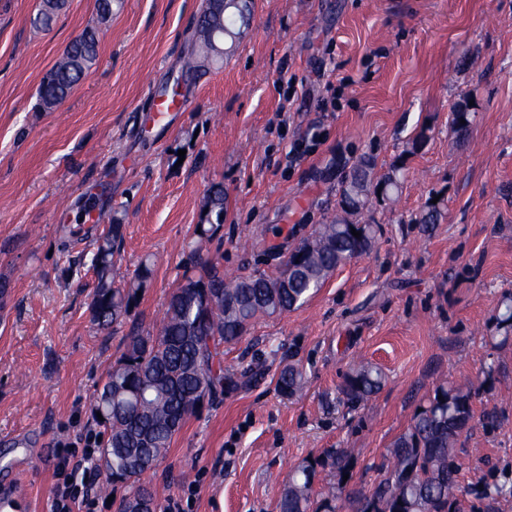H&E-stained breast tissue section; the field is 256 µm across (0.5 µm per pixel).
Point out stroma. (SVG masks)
Segmentation results:
<instances>
[{"mask_svg":"<svg viewBox=\"0 0 512 512\" xmlns=\"http://www.w3.org/2000/svg\"><path fill=\"white\" fill-rule=\"evenodd\" d=\"M204 0H66L33 34L39 0H0V488L19 512H51L65 445L96 430L93 393L132 326L159 320L192 249L224 270L276 274L338 208L348 163L399 166L398 195L362 212L374 248L338 267L295 310L224 347L225 369L260 376L190 416L145 476L156 512H277L305 461L342 449L346 490L371 492L393 441L445 383L469 381L476 418L458 442L461 512H512L484 496L512 484V0H255L235 48L200 70ZM98 61L43 109L45 72L84 29ZM189 107L156 118V91ZM472 103L468 142L449 122ZM426 140L420 149L412 143ZM224 188V222L197 236ZM445 212L424 230L430 201ZM122 227L113 275H153L127 322L104 331L88 305L89 259ZM302 373L277 391L286 364ZM362 363L385 374L356 407L340 386ZM203 209L206 212V216L210 217L208 220L210 224H199L197 227L201 228L200 234H198L200 239L209 240L214 234L217 227L215 225L223 224L224 222V188L217 185L211 187L207 194L204 197L203 201ZM214 217V222L212 218ZM209 225V227H205ZM276 386L282 396L295 395L301 388V375L298 368L293 364L284 366L279 373Z\"/></svg>","mask_w":512,"mask_h":512,"instance_id":"1","label":"stroma"}]
</instances>
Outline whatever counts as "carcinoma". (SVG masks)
Wrapping results in <instances>:
<instances>
[{"mask_svg": "<svg viewBox=\"0 0 512 512\" xmlns=\"http://www.w3.org/2000/svg\"><path fill=\"white\" fill-rule=\"evenodd\" d=\"M64 4L65 0H42L31 22L33 29L49 30ZM252 8L253 0H209L197 23L199 53L216 54L208 37L221 23L224 38L235 41ZM98 47L93 28L65 47L40 83L44 108L52 109L68 97L96 64ZM453 114L452 127L464 139L471 124L468 102H458ZM374 169L373 159L366 156L352 165L340 182V212L292 249L276 275L253 272L228 277L218 263L196 250L159 325L134 329L125 337L124 352L93 395V410L103 417L98 425L106 437L102 448L106 486L132 489V495L122 497L119 512H128L129 502L136 499L155 505V493L141 482L142 477L158 466L189 416L216 395L237 389L248 377L247 370L224 371L221 345L238 341L262 317L302 305L336 268L373 248L377 226L362 224L355 216L372 197L389 199L400 189L398 168L380 178ZM203 209L212 222L199 225V238L208 240L224 222L223 187L208 190ZM442 218L440 205L430 203L415 222L438 224ZM353 228L361 236H353ZM121 231L122 225H110L91 259L97 284L89 309L103 329L130 317L137 292L151 276L150 265L143 263L133 281L115 285L112 271ZM383 382L377 367L362 364L347 376L340 392L355 407L376 394ZM300 388L298 368L284 366L277 379L278 392L290 397ZM473 418L469 384L437 387L407 431L394 440L389 464L372 493L347 494L351 512H460L462 487L455 448ZM326 467L346 474L345 455L310 460L290 474L277 504L279 512H314L312 485L318 469Z\"/></svg>", "mask_w": 512, "mask_h": 512, "instance_id": "carcinoma-1", "label": "carcinoma"}]
</instances>
